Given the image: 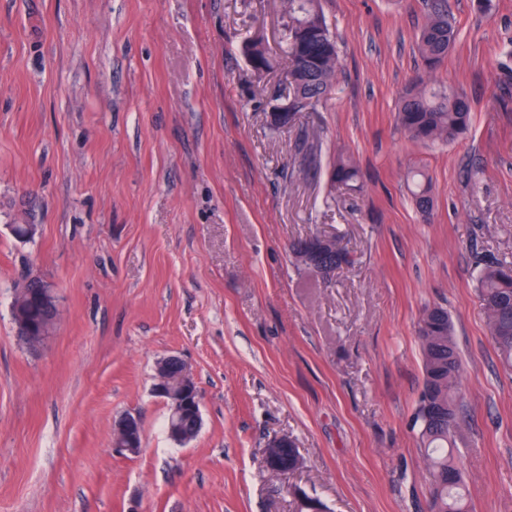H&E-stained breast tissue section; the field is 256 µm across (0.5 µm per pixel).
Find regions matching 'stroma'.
Returning <instances> with one entry per match:
<instances>
[{
    "label": "stroma",
    "mask_w": 512,
    "mask_h": 512,
    "mask_svg": "<svg viewBox=\"0 0 512 512\" xmlns=\"http://www.w3.org/2000/svg\"><path fill=\"white\" fill-rule=\"evenodd\" d=\"M281 2L0 0V512H299L296 487L327 512H430L415 416L433 306L461 361L470 512H512V374L476 291L484 264L512 263V0H450L458 40L429 76L422 0H323L336 94L275 131ZM253 36L275 63L260 77ZM419 76L469 97L463 139L421 147L397 127ZM340 150L357 186L329 184ZM413 166L433 182L426 218ZM320 233L353 257L325 281L289 251ZM32 274L60 307L37 348L11 315ZM171 354L201 397L184 446L152 393ZM127 413L134 456L112 446ZM282 434L302 459L286 477L261 467ZM119 422H121L120 429L123 430L125 433L131 435L133 439L136 438V430L139 428V425L140 429L142 430L139 417L135 414L127 413L119 420ZM141 439L143 441V435L137 436L136 441L138 444H140ZM136 441L130 440V444L128 445V447L122 448L126 444H128L127 440L123 435H119L116 432H113L112 445L115 448H119L121 451L126 452L127 454L136 455L141 451L142 445L140 446V448H137Z\"/></svg>",
    "instance_id": "1"
}]
</instances>
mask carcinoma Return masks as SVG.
<instances>
[{
    "label": "carcinoma",
    "instance_id": "cac0c4a2",
    "mask_svg": "<svg viewBox=\"0 0 512 512\" xmlns=\"http://www.w3.org/2000/svg\"><path fill=\"white\" fill-rule=\"evenodd\" d=\"M425 22L417 39V53L424 72L431 74L454 50L456 25L448 0H423ZM283 34L281 51L288 61L292 96L286 99L293 114L314 112L332 99L340 72L336 39L320 0H282ZM252 70L265 74L273 59L262 40L254 38L243 46ZM471 104L454 87H428L414 80L399 100L397 125L412 141L425 145H449L467 134ZM359 169L347 153H336L330 166L331 184L348 186L357 181ZM413 198L422 215L433 206L430 183L412 175ZM300 265L318 276L352 263L351 254L331 238L316 235L292 244ZM478 288L486 323L506 369L512 371V264L486 266L478 277ZM422 352L423 389L418 400L420 438L424 463L431 477L432 512H467L463 473L453 448L454 434L462 421L460 404L461 368L453 340L448 311L442 307L425 310L418 329ZM190 412H169L168 423L185 434L196 429Z\"/></svg>",
    "mask_w": 512,
    "mask_h": 512
}]
</instances>
